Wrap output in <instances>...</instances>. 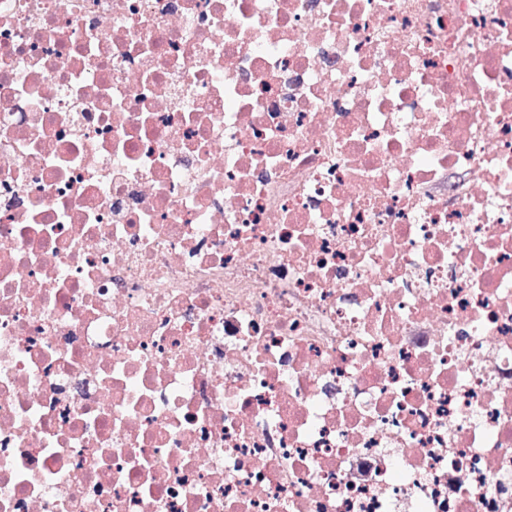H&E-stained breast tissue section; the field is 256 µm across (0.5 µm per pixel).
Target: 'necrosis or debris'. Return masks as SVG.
<instances>
[{"label":"necrosis or debris","mask_w":512,"mask_h":512,"mask_svg":"<svg viewBox=\"0 0 512 512\" xmlns=\"http://www.w3.org/2000/svg\"><path fill=\"white\" fill-rule=\"evenodd\" d=\"M0 512H512V0H0Z\"/></svg>","instance_id":"4bbe7bcc"}]
</instances>
